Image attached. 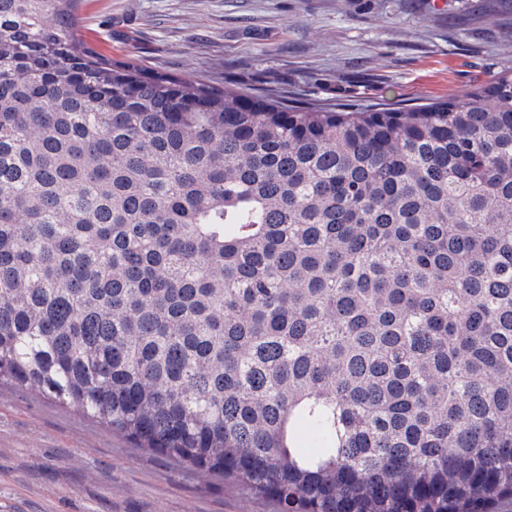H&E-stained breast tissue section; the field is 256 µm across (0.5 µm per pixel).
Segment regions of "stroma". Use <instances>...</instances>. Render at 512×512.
<instances>
[{"label":"stroma","instance_id":"35a3bbf8","mask_svg":"<svg viewBox=\"0 0 512 512\" xmlns=\"http://www.w3.org/2000/svg\"><path fill=\"white\" fill-rule=\"evenodd\" d=\"M100 54L296 105L445 101L512 67V0H81ZM0 512H276L275 504L0 385Z\"/></svg>","mask_w":512,"mask_h":512}]
</instances>
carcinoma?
Wrapping results in <instances>:
<instances>
[{
  "mask_svg": "<svg viewBox=\"0 0 512 512\" xmlns=\"http://www.w3.org/2000/svg\"><path fill=\"white\" fill-rule=\"evenodd\" d=\"M0 0V383L280 512L512 500V67L336 111Z\"/></svg>",
  "mask_w": 512,
  "mask_h": 512,
  "instance_id": "1",
  "label": "carcinoma"
}]
</instances>
